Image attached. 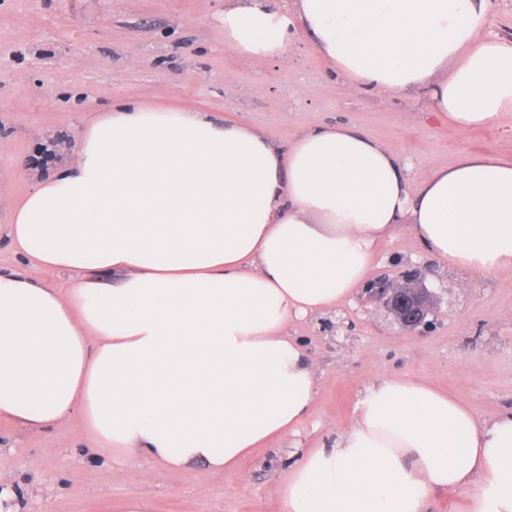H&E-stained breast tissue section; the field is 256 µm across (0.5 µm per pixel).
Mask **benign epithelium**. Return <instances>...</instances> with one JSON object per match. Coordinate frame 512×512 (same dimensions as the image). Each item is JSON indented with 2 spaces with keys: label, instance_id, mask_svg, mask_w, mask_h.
Here are the masks:
<instances>
[{
  "label": "benign epithelium",
  "instance_id": "7a95c632",
  "mask_svg": "<svg viewBox=\"0 0 512 512\" xmlns=\"http://www.w3.org/2000/svg\"><path fill=\"white\" fill-rule=\"evenodd\" d=\"M372 297L383 302L396 324L403 330L412 331L427 324V316L433 312V297L423 287L421 275L414 271L404 273L398 279L381 277L368 285Z\"/></svg>",
  "mask_w": 512,
  "mask_h": 512
}]
</instances>
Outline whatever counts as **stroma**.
I'll use <instances>...</instances> for the list:
<instances>
[{
	"mask_svg": "<svg viewBox=\"0 0 512 512\" xmlns=\"http://www.w3.org/2000/svg\"><path fill=\"white\" fill-rule=\"evenodd\" d=\"M224 0H0V271L66 292L71 278L36 268L13 244L14 207L36 176L77 150V133L118 101L204 110L288 145L315 123L366 133L404 164L410 189L463 151L512 158V112L462 133L425 113L423 95L380 96L335 75L295 33L285 58L258 62L224 42ZM418 270L436 298L408 332L364 289L288 325L317 368L297 433L236 468L169 472L98 450L79 416L28 431L0 419V492L11 512H279V486L310 449L353 420L365 384L408 374L461 398L478 420L512 412V270L473 275L440 264L404 229L375 248L371 277Z\"/></svg>",
	"mask_w": 512,
	"mask_h": 512,
	"instance_id": "obj_1",
	"label": "stroma"
}]
</instances>
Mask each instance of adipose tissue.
<instances>
[{"mask_svg":"<svg viewBox=\"0 0 512 512\" xmlns=\"http://www.w3.org/2000/svg\"><path fill=\"white\" fill-rule=\"evenodd\" d=\"M493 0H224V41L263 62L302 28L339 76L422 91L459 131L512 112V37ZM406 227L438 261L512 270V159L461 153L410 191L399 159L354 127L280 145L211 113L127 102L85 125L75 160L37 180L9 234L66 293L0 273V418L80 414L98 448L165 470L235 468L309 415L316 371L290 320L330 311ZM119 274L117 283L107 280ZM512 512V413L380 376L331 446L304 454L280 512H423L441 490ZM489 31L501 36H512V0H496Z\"/></svg>","mask_w":512,"mask_h":512,"instance_id":"ef3b65f1","label":"adipose tissue"}]
</instances>
